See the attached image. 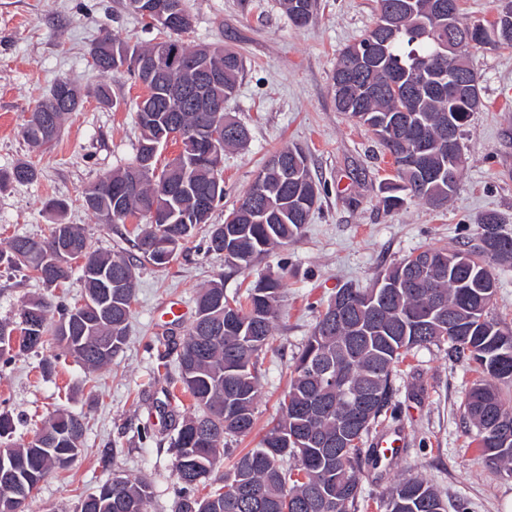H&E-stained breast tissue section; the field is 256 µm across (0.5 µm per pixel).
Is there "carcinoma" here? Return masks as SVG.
Masks as SVG:
<instances>
[{
    "label": "carcinoma",
    "mask_w": 512,
    "mask_h": 512,
    "mask_svg": "<svg viewBox=\"0 0 512 512\" xmlns=\"http://www.w3.org/2000/svg\"><path fill=\"white\" fill-rule=\"evenodd\" d=\"M288 16L312 17L315 0H283ZM379 17L400 12V25L386 31L374 25L356 44L346 47L333 74L336 110L356 121L376 128L374 134L393 158L397 180L384 187L379 203L386 211L397 209L406 200L419 199L440 207L448 202L456 187L448 186V127L463 134L473 112L479 106L468 98L448 97V72L478 82L462 50L481 46L479 42L459 39L451 58L442 57L448 45V0H378ZM159 46H130L112 35H105L92 48L101 74L126 72L140 80L132 66H123L121 52L148 53ZM372 56V67L338 89L357 53ZM201 65L220 66L221 82L207 89L215 107L224 106V98L236 91L243 70V58L233 49L224 57L201 61ZM399 72L405 80L393 88L388 79ZM81 89L56 81L41 102L44 109L32 112L22 128L24 138L42 146L53 142L54 126L83 104ZM154 112L159 125L175 133L172 142L180 144L178 154L163 167L156 164L137 167L156 135L142 129L134 162L100 177L83 192L84 205L98 218L112 210L116 191L132 182L141 185L130 211L119 220L144 219L156 212V222H145L133 239L134 255L92 251L82 229L74 224H53L43 239L16 236L9 250L0 251V263L9 266L15 255L28 258L26 269L33 272L47 289L65 283L71 265L44 266L46 253L56 241L65 238L75 259H82L81 280L85 295L98 291L96 278L87 273L94 268L112 276L120 287L112 289V301L98 317L71 321L72 307L52 305L44 298L22 304L15 320L0 321L3 332L18 329L15 345L0 342V359L9 360L12 352H26L44 343L52 335L66 355L88 368L108 365L125 344L126 329L135 301L134 279L137 263L146 261L158 268L170 264L160 261L154 249L156 240L174 244L173 250L187 243L198 224L189 199L178 215L171 216L169 203L182 181L210 201L215 209L224 192L213 191L215 177L221 175L223 158L207 162L198 159L201 127L208 114L195 111L192 98L173 100L152 92ZM224 147L243 145L248 129L229 116ZM421 151L427 167L435 173L425 178L408 164L411 152ZM262 181H254L238 209L237 228L228 237L211 227L207 250L224 255V266L246 272L272 249L297 240L317 196L309 195L315 186L306 156L291 148L272 155L261 169ZM38 178L36 167L21 162L0 174V186L6 183L29 184ZM504 221L496 214L485 215L480 222L479 243L470 248L450 250L433 246L426 252L439 259L424 270L407 288H386L380 295L373 288L345 287L340 322L328 323V312L319 314L300 352L294 358L288 391L279 403L281 417L260 439L258 445L237 457L224 489L198 498L195 461L209 459L215 467L224 456V438L246 436L254 424V409L262 393L257 362L270 345L275 322L280 318L283 298L282 279L265 274L242 295L224 294V283L211 282L197 299V311L234 305L252 312L256 319L244 329L222 324L205 327L194 321L176 344L181 381L193 398L197 411L173 424L169 449L175 456V476L180 484L177 512H358L362 499L360 475L369 462H378L377 449L364 453L361 445L379 417L388 411L393 393V377L406 356L415 348L448 345V354L475 362L484 380L474 384L463 402V420L467 430H475L478 447L486 464L512 474V444L503 448L487 430L491 419L512 426V401L503 387L512 385V330L500 326L491 316L490 305L477 283L483 276L494 277L491 262L512 258V235L502 233ZM56 311L53 321L50 312ZM332 369L334 380L326 381L321 371ZM374 390L378 400L363 417L348 424L355 394ZM234 410L224 412L228 398ZM85 437L82 416L66 410L52 414L33 440L15 446L14 453L0 462V471L8 469L15 480L37 492L46 478L68 468L66 461ZM297 459L293 468L284 466ZM150 485L145 481L102 483L81 499L77 512H146ZM443 502L432 484L420 476H405L388 489L385 512H433Z\"/></svg>",
    "instance_id": "cac0c4a2"
}]
</instances>
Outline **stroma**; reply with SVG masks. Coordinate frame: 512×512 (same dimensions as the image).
<instances>
[{"label": "stroma", "mask_w": 512, "mask_h": 512, "mask_svg": "<svg viewBox=\"0 0 512 512\" xmlns=\"http://www.w3.org/2000/svg\"><path fill=\"white\" fill-rule=\"evenodd\" d=\"M193 25L186 46L214 45L240 52L244 68L225 112L245 124L248 142L224 153V201L209 223L165 268L149 263L135 270V303L127 342L111 363L90 371L62 355L56 340L0 362V411L14 418L16 440L32 439L58 409L84 416L82 451L53 473L29 500L26 512H76L80 496L113 477L147 480L148 512H174L179 496L175 458L169 449L168 416L193 410L179 382L175 341L196 311L202 287L223 279L226 294L244 292L265 273L286 270L282 316L270 348L259 358L262 395L255 425L245 437L225 439L226 453L198 488L206 494L224 484L233 457L256 447L280 415L290 367L320 311L338 288L372 285L380 272L410 253L436 243L452 248L476 244L488 213L505 218L512 234V48H471L467 55L480 80L482 105L466 127L464 169L452 200L433 208L411 200L397 210L379 203L395 167L373 132L338 112L332 75L339 52L362 38L377 19V0H317L307 25L297 26L282 0H185ZM129 43L153 38L125 0H0V171L21 161L39 171L36 182L0 189V250L13 236L45 237L63 220L83 228L92 249H132V224H105L82 204V192L99 177L130 163L140 135L134 105L142 86L123 73L102 75L88 52L104 32ZM66 78L86 96L46 149L22 136V126L51 85ZM109 85L114 106L99 103L94 90ZM290 147L307 159L318 200L302 235L268 254L252 271L227 269L223 256L206 249L211 225L223 223L276 150ZM64 199L63 217L45 210ZM24 269L0 267V320L15 319L22 303L49 293ZM69 305L82 299L78 277L51 291ZM56 368L43 375L41 364ZM476 378L466 360H452L447 346L412 351L394 380V418L376 427L401 440L398 455L361 476L367 512L405 471L441 493L448 512H512V475L486 467L462 423V402ZM172 414V415H173Z\"/></svg>", "instance_id": "35a3bbf8"}]
</instances>
